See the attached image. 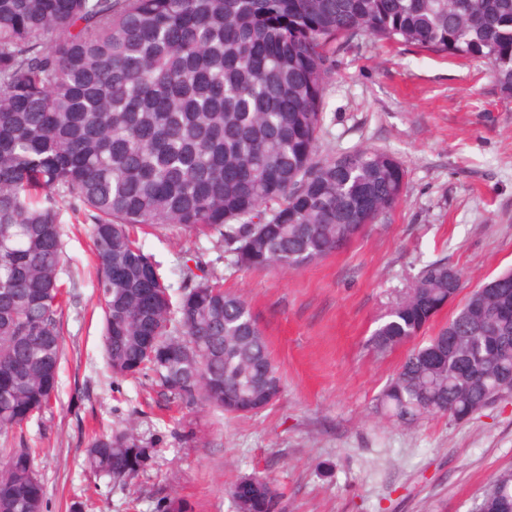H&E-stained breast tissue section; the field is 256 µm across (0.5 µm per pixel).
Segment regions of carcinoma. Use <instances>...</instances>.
<instances>
[{
  "instance_id": "obj_1",
  "label": "carcinoma",
  "mask_w": 512,
  "mask_h": 512,
  "mask_svg": "<svg viewBox=\"0 0 512 512\" xmlns=\"http://www.w3.org/2000/svg\"><path fill=\"white\" fill-rule=\"evenodd\" d=\"M482 60L512 97V0H0V439L49 407L63 356L66 263L57 202L90 216L103 340L116 377L150 372L175 400L239 414L281 379L246 302L182 268L172 297L138 225L215 234L234 266L299 269L392 210L404 170L369 148L318 155L328 61L341 39ZM201 274H196V271ZM462 281L426 265L372 337L417 336ZM512 393V272L473 289L408 351L376 408L412 425L469 417ZM137 468L118 477L112 458ZM0 512H43L29 448H0ZM151 448L96 435L86 466L133 480ZM237 512H279L267 479L231 491ZM512 505V472L477 512Z\"/></svg>"
}]
</instances>
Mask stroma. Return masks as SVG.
<instances>
[{"label":"stroma","instance_id":"35a3bbf8","mask_svg":"<svg viewBox=\"0 0 512 512\" xmlns=\"http://www.w3.org/2000/svg\"><path fill=\"white\" fill-rule=\"evenodd\" d=\"M320 156L370 148L405 171L400 203L346 249L297 270H241L216 238L144 227L135 236L179 287L201 265L244 299L266 337L282 390L256 414L170 400L153 374L107 369L95 259L84 212L61 204L65 354L51 407L23 438L44 512H236L231 487L267 477L283 512H473L512 472V395L454 420L405 427L375 410L409 350L369 339L419 272L443 260L465 290L512 269V97L489 66L358 36L337 46L323 98ZM150 465L118 483L84 466L93 432L125 427Z\"/></svg>","mask_w":512,"mask_h":512}]
</instances>
